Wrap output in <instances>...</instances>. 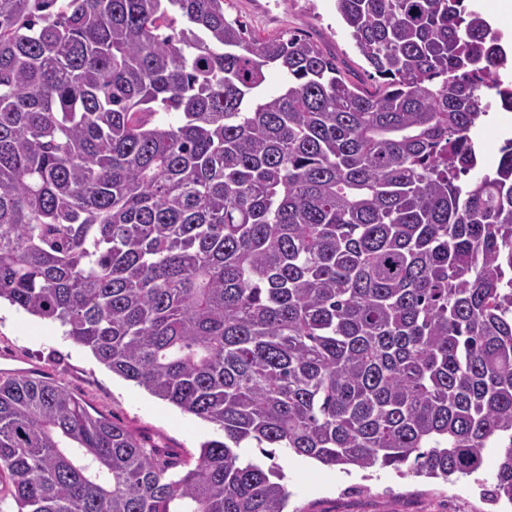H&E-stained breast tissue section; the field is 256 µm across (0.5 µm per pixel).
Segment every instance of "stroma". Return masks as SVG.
<instances>
[{
	"instance_id": "obj_1",
	"label": "stroma",
	"mask_w": 512,
	"mask_h": 512,
	"mask_svg": "<svg viewBox=\"0 0 512 512\" xmlns=\"http://www.w3.org/2000/svg\"><path fill=\"white\" fill-rule=\"evenodd\" d=\"M254 35L301 32L336 54L346 79L368 80V66L339 20L335 0H228ZM30 375L62 385L89 411H96L149 436L169 453L197 458L203 441L219 437L217 428L144 388L112 374L88 348L74 344L59 324L0 303V378ZM245 458L282 467L290 497L288 512H512V503H492L481 495L492 485L497 461L487 455L479 478L451 480L402 476L378 467L365 471L328 467L311 459L277 452L267 458L244 449Z\"/></svg>"
}]
</instances>
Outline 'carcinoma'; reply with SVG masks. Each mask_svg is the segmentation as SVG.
Masks as SVG:
<instances>
[{"label": "carcinoma", "mask_w": 512, "mask_h": 512, "mask_svg": "<svg viewBox=\"0 0 512 512\" xmlns=\"http://www.w3.org/2000/svg\"><path fill=\"white\" fill-rule=\"evenodd\" d=\"M225 3L0 0V300L223 432L192 464L0 379L16 512H284L242 448L445 480L493 453L483 497L512 503V139L481 169L473 137L512 84L486 18L336 0L370 92Z\"/></svg>", "instance_id": "carcinoma-1"}]
</instances>
